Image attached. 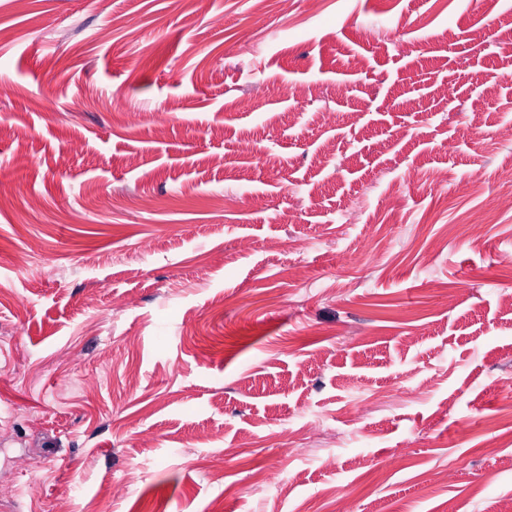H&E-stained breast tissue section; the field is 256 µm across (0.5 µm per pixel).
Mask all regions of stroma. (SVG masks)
Segmentation results:
<instances>
[{
	"label": "stroma",
	"instance_id": "obj_1",
	"mask_svg": "<svg viewBox=\"0 0 512 512\" xmlns=\"http://www.w3.org/2000/svg\"><path fill=\"white\" fill-rule=\"evenodd\" d=\"M511 37L512 0H0V464L41 463L0 512L512 497Z\"/></svg>",
	"mask_w": 512,
	"mask_h": 512
}]
</instances>
